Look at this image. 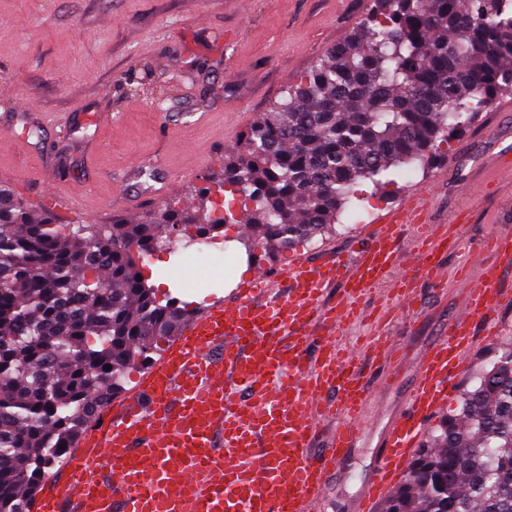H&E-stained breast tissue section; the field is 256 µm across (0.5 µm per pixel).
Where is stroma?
Masks as SVG:
<instances>
[{"label":"stroma","mask_w":512,"mask_h":512,"mask_svg":"<svg viewBox=\"0 0 512 512\" xmlns=\"http://www.w3.org/2000/svg\"><path fill=\"white\" fill-rule=\"evenodd\" d=\"M372 0H0V184L59 224H110L136 220L149 206L169 200L189 209L194 194L220 172L225 153L247 129L366 17ZM492 100L472 125L442 143L435 158L412 176L394 174L357 195L372 214L427 192L433 220L467 207L462 225L466 252L445 257L444 287L414 281L416 301L378 324L390 285L364 299V318L341 335L343 345L385 328L407 356L402 381L372 389L366 435L354 448L349 472L331 482L317 512H349L380 450L376 434L397 411L416 371V357L438 336L460 303L455 277L460 261L491 262L479 243L512 232V182L481 190L485 173L449 187L441 179L448 161L476 133L512 130V112ZM368 227L343 224L335 233L270 256L247 254L228 225L211 246L223 262L201 270L167 251L144 260L159 300L174 299L200 316L231 299L254 269L276 272L294 257L315 260L334 250L355 253ZM501 332L466 358L441 412L455 414L460 394L500 344L512 340V304L498 314Z\"/></svg>","instance_id":"obj_1"}]
</instances>
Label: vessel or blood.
I'll list each match as a JSON object with an SVG mask.
<instances>
[{"label": "vessel or blood", "instance_id": "vessel-or-blood-1", "mask_svg": "<svg viewBox=\"0 0 512 512\" xmlns=\"http://www.w3.org/2000/svg\"><path fill=\"white\" fill-rule=\"evenodd\" d=\"M472 150L493 152L491 167L512 174V147L481 137ZM468 209L433 228L426 194L377 219L355 257L326 254L289 262L274 280L257 268L231 305L216 304L190 322L181 339L139 379L134 395L97 412L64 467L47 484L33 512H313L331 477L344 476L364 435L370 392L359 370L369 349L388 362L378 383L397 382L405 347L384 336L340 347L337 335L361 315L358 301L388 282L399 308L410 307L412 280L443 283L442 259L463 250ZM493 266L461 270V308L423 351L401 408L378 432L382 454L352 503V512H382L402 477L423 426L454 389L480 336H495L493 318L512 303L499 285L512 267V233L486 240ZM344 294L327 304L335 284ZM482 320L476 331L474 320ZM336 419L328 447L314 453L321 424Z\"/></svg>", "mask_w": 512, "mask_h": 512}]
</instances>
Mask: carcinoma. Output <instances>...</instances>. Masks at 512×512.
<instances>
[{
  "label": "carcinoma",
  "instance_id": "cac0c4a2",
  "mask_svg": "<svg viewBox=\"0 0 512 512\" xmlns=\"http://www.w3.org/2000/svg\"><path fill=\"white\" fill-rule=\"evenodd\" d=\"M512 95V0H372L357 31L313 65L224 155L195 212L165 202L132 223L57 224L0 186V512H30L126 372L177 336L142 257L183 224H235L266 253L352 219L355 187L430 159L497 96ZM110 370H104V366ZM385 512H512V343L441 420Z\"/></svg>",
  "mask_w": 512,
  "mask_h": 512
}]
</instances>
